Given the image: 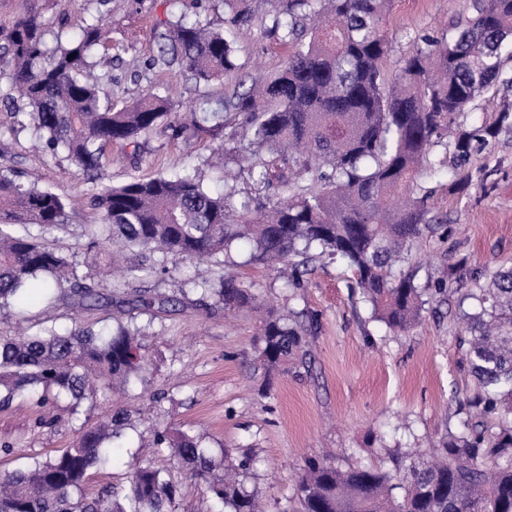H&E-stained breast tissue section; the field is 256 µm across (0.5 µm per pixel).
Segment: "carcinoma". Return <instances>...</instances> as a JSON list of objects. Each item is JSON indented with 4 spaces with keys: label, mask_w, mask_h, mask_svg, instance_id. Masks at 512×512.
I'll list each match as a JSON object with an SVG mask.
<instances>
[{
    "label": "carcinoma",
    "mask_w": 512,
    "mask_h": 512,
    "mask_svg": "<svg viewBox=\"0 0 512 512\" xmlns=\"http://www.w3.org/2000/svg\"><path fill=\"white\" fill-rule=\"evenodd\" d=\"M391 7L392 0H224L222 31L200 21L163 22L152 66H175L197 83L241 68L240 37L258 20L289 48L278 73L227 96L202 95L190 112L150 90L122 108L102 101L109 75L93 74L99 65L93 56L106 47L109 30L100 16L81 20L78 32L65 38V22L55 32L40 14L26 13L0 32V62L44 149L65 153L88 173L102 169L112 145L139 156L140 138L165 120L188 139L236 125L250 131L248 146L224 150V166L234 164L253 185L274 190L271 204L252 207L236 174L217 194L195 171L134 179L93 194L100 223L85 233L112 253L115 265L139 251L127 275L153 270L157 254L209 261L247 240L252 264L288 261L286 283L298 290L328 256L353 272L379 320L406 332L447 288L443 278L422 288L414 269L400 267L423 240L448 239V225L432 214L433 192H421L419 180L440 171L441 151L452 159L451 188L468 191L473 157L512 133L507 98L486 117L460 121L489 92L512 91V0H471L441 33L417 35L389 81L382 62L392 48L385 28ZM68 221L62 195L0 167V312L18 308L37 278L49 305L65 283L83 301L100 300L80 282L68 256L39 242ZM201 287L226 311L261 313L257 372L261 396H269L275 375L288 362L306 359L318 315L310 313L302 325L292 311L260 306L232 276L204 280ZM468 297L477 302L476 312L460 344L475 390L463 430L404 472L309 460L298 485L301 512H512V266L488 271ZM121 304L160 312L176 299L143 292ZM140 335L141 328L119 322L97 332L76 323L0 337V408L19 396L43 407L65 397L73 412L86 403L103 414L55 456L1 476L0 512H170L176 489L149 464L132 473L122 496L112 489L84 493L91 470L112 466V438L127 420L124 410L112 411V398L143 375ZM153 445L206 480L218 512H262L258 491L244 482L251 456L218 478L212 476L218 456L228 450L216 454L202 436L165 426L154 429Z\"/></svg>",
    "instance_id": "carcinoma-1"
}]
</instances>
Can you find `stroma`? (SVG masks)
Segmentation results:
<instances>
[{"label": "stroma", "mask_w": 512, "mask_h": 512, "mask_svg": "<svg viewBox=\"0 0 512 512\" xmlns=\"http://www.w3.org/2000/svg\"><path fill=\"white\" fill-rule=\"evenodd\" d=\"M468 4L395 0L386 19L393 39L384 64L387 77L395 76L415 35L439 31ZM29 11L42 13L49 22L102 14L112 29L108 94L117 108L136 101L149 88L176 104L206 91L221 95L241 80L274 74L289 54L276 38L255 29L240 53L243 70L226 75L223 82L199 85L178 70H150L146 64L157 53L160 21L174 13L188 22L203 18L212 28L223 29L222 0H109L104 6L97 0H0V29ZM229 140L221 134L187 143L173 138L161 124L148 136L138 161L118 147L108 148L100 178L94 181L65 156L45 153L0 97V166L21 175L36 173L41 187L66 196L71 221L45 242L70 255L86 284L103 296L98 304L79 310L69 289H61L54 304L33 302L17 321L0 322V336L65 327L75 320L94 327L109 324L122 315L120 299L138 290L186 296L184 307L175 311L139 316L148 361L145 379L120 401L130 424L118 440L112 468L91 471L86 494L127 488L131 472L149 457L180 489L173 512H210L205 481L190 477L168 454L154 455L148 449L154 429L170 426L204 435L212 448L249 453L255 463L247 486L258 491L265 512H299L296 488L308 458L329 454L341 467L361 462L387 468L392 457L410 462L428 454L432 441L457 431L467 417L465 402L474 381L459 338L471 307L460 303L457 292H449L442 303V317L424 313L417 327L396 334L374 318L352 272L336 259L318 262L297 296L274 272L248 264L251 246L246 242L235 247L231 266L220 258L198 267L170 261L165 270L149 276L99 275L105 261L84 234L86 225L99 221L90 205L97 186L193 169L206 188L223 191L224 170L210 164L209 157ZM475 166L479 178L463 194L449 191L448 165L422 182L434 189L435 211L447 216L451 233L444 242L429 239L409 256L407 264L416 268L418 284L442 277L452 265L456 279L467 287L477 269L512 265V134L501 136ZM229 273L261 300L298 313L312 310L320 317L306 366L289 364L287 373L276 376L267 398L259 395L261 379L251 367L258 326L254 314L244 311L228 321L223 310L208 312L197 305L200 294L193 279L218 280ZM56 412L57 422L43 426L41 408L25 398L0 409V444L14 448L9 455L0 452V474L58 453L76 438L81 423L97 420L93 413L72 415L65 399L59 400Z\"/></svg>", "instance_id": "stroma-1"}]
</instances>
